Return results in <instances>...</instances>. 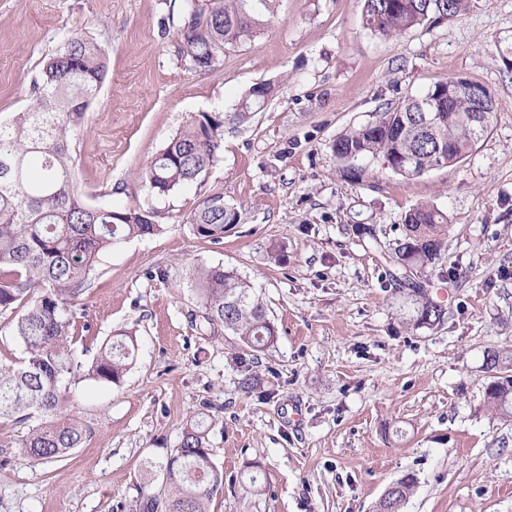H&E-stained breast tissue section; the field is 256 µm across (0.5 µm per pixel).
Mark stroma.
Returning <instances> with one entry per match:
<instances>
[{
    "label": "stroma",
    "mask_w": 512,
    "mask_h": 512,
    "mask_svg": "<svg viewBox=\"0 0 512 512\" xmlns=\"http://www.w3.org/2000/svg\"><path fill=\"white\" fill-rule=\"evenodd\" d=\"M189 0H0V120L33 101L42 62L69 36L108 49L110 78L74 141L76 183L97 207L151 210L163 230L102 252L76 303L90 361L114 331L138 350L120 384L70 387L87 431L47 463L24 458L32 423L0 426V512H141L156 461L204 422L224 489L209 512H375L405 474L402 512H512V418L489 406L484 358L512 353V0H469L456 18L386 37L363 0H278L253 39L194 70L177 56ZM462 75L493 90L488 134L463 160L406 178L370 162L343 173L332 144L388 103ZM274 94L195 182L165 196L142 174L203 112ZM220 193L238 213L214 243L189 222ZM448 215L421 274L448 311L412 329L386 261L406 213ZM376 231L360 234L361 225ZM233 268L262 297L278 340L244 392L236 336L200 330L196 272Z\"/></svg>",
    "instance_id": "1"
}]
</instances>
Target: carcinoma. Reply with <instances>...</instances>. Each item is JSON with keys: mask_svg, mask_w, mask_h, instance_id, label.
<instances>
[{"mask_svg": "<svg viewBox=\"0 0 512 512\" xmlns=\"http://www.w3.org/2000/svg\"><path fill=\"white\" fill-rule=\"evenodd\" d=\"M274 2L196 0L184 19L178 56L195 69L212 67L225 45L248 39L267 25ZM466 8L467 0H364L363 13L371 31L394 36L430 20L455 18ZM106 76L105 48L88 35H72L46 60L30 108L0 121V314L15 313L13 336L24 349L18 363L0 366V423L40 414L41 422L20 440L24 454L34 462L64 457L85 438L80 422L69 415L68 384L84 378L117 385L135 356L136 336L124 330L103 344L89 363L74 354L73 307L89 287L95 259L129 238L162 231L152 211L93 207L77 190L73 136ZM450 82H437L424 94L385 107L372 129L363 125L339 136L332 150L346 175L360 179L364 170L353 162L369 159L413 178L432 165L472 152L470 102H448ZM271 91L269 86L250 91L232 123L247 122ZM450 126L455 134L451 148ZM223 143L224 116L199 114L149 162L145 185L157 195H168L197 180ZM409 156L416 157L415 166L399 167ZM236 221L237 213L224 211L220 193L201 201L190 216L194 232L212 242L222 240L224 226ZM447 235L446 213L428 204L410 209L391 255L402 280L412 283L421 269L434 263ZM197 277L205 323L224 324L253 360L276 344L274 322L236 270L203 267ZM406 309L407 322L415 329L430 330L446 316V308L422 289ZM247 359L238 362L243 391L261 385ZM486 399L500 414L512 417L511 381L498 385ZM160 469L164 512H208L209 503L224 488V472L211 460L207 429L200 422L183 430L178 447ZM415 484V476L409 475L401 489L379 503V512H401Z\"/></svg>", "mask_w": 512, "mask_h": 512, "instance_id": "1", "label": "carcinoma"}]
</instances>
